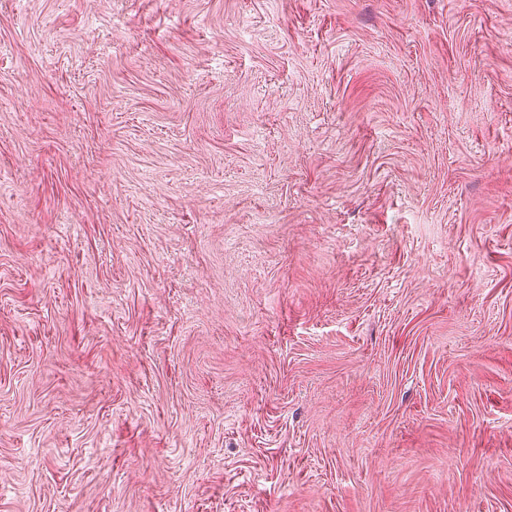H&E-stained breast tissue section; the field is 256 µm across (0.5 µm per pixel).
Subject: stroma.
Returning <instances> with one entry per match:
<instances>
[{"label": "stroma", "instance_id": "35a3bbf8", "mask_svg": "<svg viewBox=\"0 0 512 512\" xmlns=\"http://www.w3.org/2000/svg\"><path fill=\"white\" fill-rule=\"evenodd\" d=\"M0 512H512V0H0Z\"/></svg>", "mask_w": 512, "mask_h": 512}]
</instances>
